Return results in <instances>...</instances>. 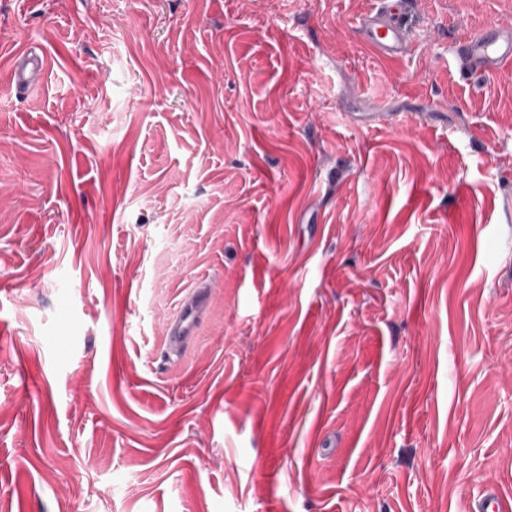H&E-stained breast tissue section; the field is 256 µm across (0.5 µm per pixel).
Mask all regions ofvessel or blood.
Returning <instances> with one entry per match:
<instances>
[{"mask_svg": "<svg viewBox=\"0 0 512 512\" xmlns=\"http://www.w3.org/2000/svg\"><path fill=\"white\" fill-rule=\"evenodd\" d=\"M403 0H382L380 6L363 17L357 27L361 42L377 56L386 60L400 59L408 37L403 18ZM450 51L461 70L481 78L512 68V23L494 24L470 35ZM46 69L45 57L29 50L19 57L13 68V84L17 93L26 92ZM210 302L207 288H199L181 302L168 323L164 336L166 354L181 353L195 338Z\"/></svg>", "mask_w": 512, "mask_h": 512, "instance_id": "obj_1", "label": "vessel or blood"}]
</instances>
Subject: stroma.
I'll return each instance as SVG.
<instances>
[{"instance_id": "35a3bbf8", "label": "stroma", "mask_w": 512, "mask_h": 512, "mask_svg": "<svg viewBox=\"0 0 512 512\" xmlns=\"http://www.w3.org/2000/svg\"><path fill=\"white\" fill-rule=\"evenodd\" d=\"M379 2L0 0V512H512V9ZM403 10V0H382L357 27L361 42L385 60L400 59L405 52L409 31ZM450 51L460 69L477 78L496 75L512 67V23H496L482 29ZM45 70L44 55L39 54L36 48H31L14 64L12 80L16 92L20 94L26 92L40 79ZM209 302L207 287H200L182 300L177 313L166 327L163 354L166 353L168 358L172 354H179L195 338L206 317Z\"/></svg>"}]
</instances>
